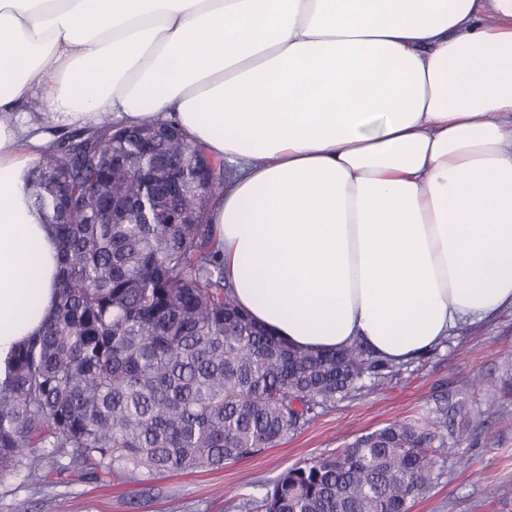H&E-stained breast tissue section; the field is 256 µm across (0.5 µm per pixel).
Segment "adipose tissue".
Here are the masks:
<instances>
[{
	"label": "adipose tissue",
	"mask_w": 512,
	"mask_h": 512,
	"mask_svg": "<svg viewBox=\"0 0 512 512\" xmlns=\"http://www.w3.org/2000/svg\"><path fill=\"white\" fill-rule=\"evenodd\" d=\"M156 116L234 169L224 278L292 346L401 364L512 307V0H0V368L54 304L46 125Z\"/></svg>",
	"instance_id": "1"
}]
</instances>
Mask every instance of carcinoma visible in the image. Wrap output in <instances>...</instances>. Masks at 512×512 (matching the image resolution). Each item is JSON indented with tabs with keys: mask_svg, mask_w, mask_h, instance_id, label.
Returning a JSON list of instances; mask_svg holds the SVG:
<instances>
[{
	"mask_svg": "<svg viewBox=\"0 0 512 512\" xmlns=\"http://www.w3.org/2000/svg\"><path fill=\"white\" fill-rule=\"evenodd\" d=\"M174 120L52 144L25 182L58 238L56 301L0 382V478L34 489L253 457L399 368L355 344L294 348L237 306L210 222L230 173ZM153 176L150 207L140 182ZM186 209L200 223L174 224ZM441 407L283 471L249 512H408L433 479Z\"/></svg>",
	"mask_w": 512,
	"mask_h": 512,
	"instance_id": "cac0c4a2",
	"label": "carcinoma"
}]
</instances>
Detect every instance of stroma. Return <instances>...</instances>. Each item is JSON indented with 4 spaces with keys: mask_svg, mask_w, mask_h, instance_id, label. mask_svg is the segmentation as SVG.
<instances>
[{
    "mask_svg": "<svg viewBox=\"0 0 512 512\" xmlns=\"http://www.w3.org/2000/svg\"><path fill=\"white\" fill-rule=\"evenodd\" d=\"M448 409L434 480L409 512H512V308L458 327L441 346L403 365L384 384L366 383L307 426L258 455L208 471L145 483L69 482L42 491L0 479V512H241L295 463L344 447L392 421H422ZM465 458L467 468L458 467Z\"/></svg>",
    "mask_w": 512,
    "mask_h": 512,
    "instance_id": "stroma-1",
    "label": "stroma"
}]
</instances>
